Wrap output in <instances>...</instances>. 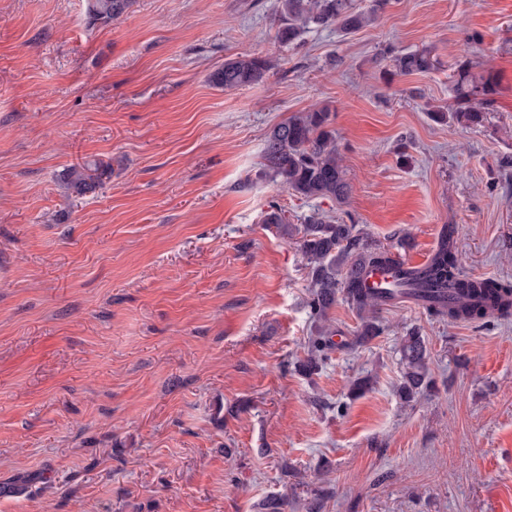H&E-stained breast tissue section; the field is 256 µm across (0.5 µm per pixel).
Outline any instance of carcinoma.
Wrapping results in <instances>:
<instances>
[{
	"instance_id": "1",
	"label": "carcinoma",
	"mask_w": 512,
	"mask_h": 512,
	"mask_svg": "<svg viewBox=\"0 0 512 512\" xmlns=\"http://www.w3.org/2000/svg\"><path fill=\"white\" fill-rule=\"evenodd\" d=\"M133 0H87L89 23L109 24L124 16ZM389 0H372L370 8L358 11L352 0H278L277 40L288 48L297 47L309 29L336 27L348 35L376 22ZM388 74L411 75L435 71L440 62L433 49L423 47L391 52ZM275 68L267 56L242 54L224 61V66L210 75L211 83L224 90L249 87L264 82ZM471 62L461 58L453 73V105L450 111L432 109L436 122L451 118L458 123L477 126L484 120L486 106L495 91L492 77L476 78ZM264 159L276 184L304 199H329L342 203L349 194L344 178L332 112L324 106L288 118L276 126L266 139ZM107 175L99 162L72 166L63 175L68 190L77 196L93 193ZM264 223L279 224L284 235L297 237V246L310 269L311 283L306 306L314 322L321 324L318 334L309 338L301 372L312 375L329 359L335 348L332 330L323 326L338 293H343L356 310L360 325L351 346L365 344L380 334L376 314L381 306L404 294H412L430 314L450 322H469L483 326L492 317L506 318L512 313V283L494 277L468 278L461 274L452 237L448 231L425 270L418 276L402 279L386 291H372L360 286L363 266L384 267L392 254L361 240L356 225L337 222L323 214H314L305 223L292 227L276 207L264 216ZM454 290L448 296V289ZM404 366L400 396L410 402L431 391L433 382L427 362L423 337L412 331L401 340L399 348Z\"/></svg>"
}]
</instances>
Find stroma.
Segmentation results:
<instances>
[{
  "instance_id": "obj_1",
  "label": "stroma",
  "mask_w": 512,
  "mask_h": 512,
  "mask_svg": "<svg viewBox=\"0 0 512 512\" xmlns=\"http://www.w3.org/2000/svg\"><path fill=\"white\" fill-rule=\"evenodd\" d=\"M86 9L0 0V512H262L278 494L287 512H512V318L479 331L399 303L354 349L340 296L305 375L310 277L264 221L349 216L408 258L452 224L465 276L512 280V0H390L295 49L277 0H134L94 26ZM425 45L437 71L387 75V50ZM238 54L273 74L213 86ZM463 54L496 84L478 126L429 115ZM316 105L341 204L265 172L270 131ZM89 161L110 165L102 187L68 194ZM412 329L436 389L407 403ZM332 333L329 327L321 325L318 334L309 338L306 358L299 364L301 372L312 375L321 369L335 348Z\"/></svg>"
}]
</instances>
